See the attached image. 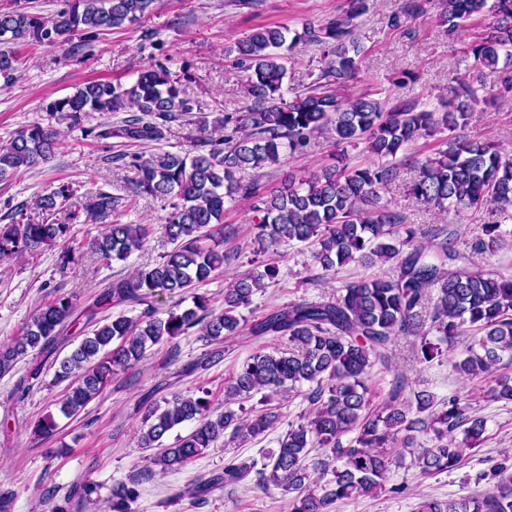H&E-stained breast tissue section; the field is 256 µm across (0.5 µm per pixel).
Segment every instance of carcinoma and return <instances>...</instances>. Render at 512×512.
Masks as SVG:
<instances>
[{
  "label": "carcinoma",
  "instance_id": "carcinoma-1",
  "mask_svg": "<svg viewBox=\"0 0 512 512\" xmlns=\"http://www.w3.org/2000/svg\"><path fill=\"white\" fill-rule=\"evenodd\" d=\"M154 4L155 0H64L61 9L44 16L30 10V0H10L9 6L0 8V79L9 84L21 64L10 44L63 46L80 32L93 38L99 29L142 21ZM486 4L487 0H442L440 24L453 35ZM367 10V0H347L339 15L317 24L307 22L295 34V42L322 46L321 78L327 83L289 102L282 98L286 69L277 53L286 43L288 28H258L236 41L232 52L248 72L246 91L254 106L216 117L213 123L224 127V136L207 134L210 122L200 116L192 149L183 155L160 151L147 157L116 156L133 172L135 193L174 200L162 225L172 249L132 276L112 281L88 306L78 307L68 295L55 297L36 310L20 335L0 345L4 376L31 350L51 355L55 343L81 318L91 321L99 309L126 304L142 307L135 318L119 314L102 319L56 366V380L68 382L59 411L71 417L101 394L112 376L141 361L148 348L196 326L217 348L183 373L207 370L222 357L218 345L224 338L239 333L237 309L251 304L264 279L275 278L277 267L257 259L271 248L307 244L314 263L325 272L350 263L391 264L388 272L344 281L332 297L301 299L252 321L244 335L285 340L288 348L250 355L224 382L225 409L217 418L209 416L206 390L201 397L175 394L163 408H145L140 446L159 449L153 464L174 470L225 438L240 444L263 435L279 419L269 408L245 416L230 405L257 393L268 400L309 385V414L288 424L278 447L267 451L262 468L228 457L223 473L184 488L181 498L200 500L217 487L237 485L253 475L263 491L277 488L290 494L287 512H329L338 500L384 489L392 467L402 461L396 447L416 448L420 435L434 446L413 453L419 472L428 476L451 471L481 441L484 419L470 415L456 397L439 403L425 390L413 392L412 407L405 401L402 381L379 401L372 386L373 367L389 366L400 337L414 338L419 361L446 362L464 380L486 379L499 364L512 365V275L474 260L506 245L498 215L512 209V160L503 158L495 144L464 134L473 113L491 100L478 99L466 77L458 79L455 99L441 113L419 110L405 101L388 108L368 95L342 99L337 88L358 70L362 48L354 31ZM493 10L496 21L468 47L479 73L497 69L502 57L512 60V0H495ZM131 106L137 114L119 124L83 127L91 112H121ZM192 111L180 78L161 64L141 70L129 87L91 80L45 104L49 117L82 128L86 136L115 138L126 146L161 143ZM444 130L448 135L434 152L411 166L414 176L405 188L424 204L459 214L487 212V221L462 252L448 242L445 227L431 231L430 243H417V229L382 197L400 178L395 164L399 155ZM326 134L338 147L365 144L374 160L328 165L270 189L237 177L248 169L259 172L278 164L285 146L302 153L317 136ZM57 137L52 125L35 122L1 142L0 181L49 162ZM238 197L250 201L258 244L251 260L256 271L224 289L220 311L197 295L192 307L171 308L159 316L162 298L185 294L222 272L229 259L220 249L224 206ZM34 206L38 216L0 225V260L36 255L68 242L82 213L86 223L106 222L88 242L90 251L106 262L127 260L150 234L144 224L122 223L124 197L103 186L87 189L78 202L72 187L62 183L38 196ZM463 336L470 343L458 358L456 347ZM488 391L498 400L512 401V378L494 380ZM188 422L194 423L189 433L164 445L171 431ZM56 427L48 415L34 424L32 432L47 438ZM350 433L353 437L343 440ZM315 448L329 452L330 460L307 463ZM493 477L494 490L482 497L458 502L426 499L419 512H512V477ZM141 482L134 475L112 489V512H130Z\"/></svg>",
  "mask_w": 512,
  "mask_h": 512
}]
</instances>
